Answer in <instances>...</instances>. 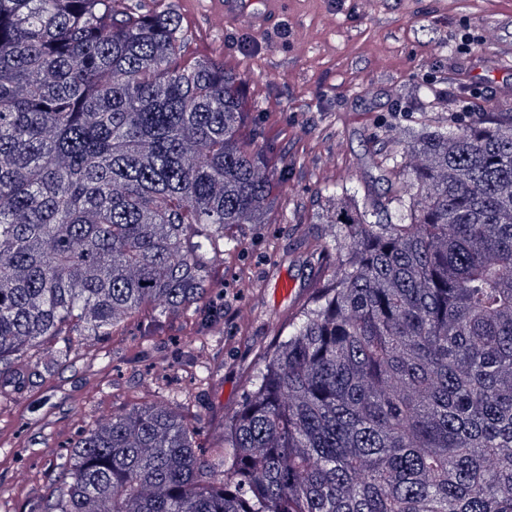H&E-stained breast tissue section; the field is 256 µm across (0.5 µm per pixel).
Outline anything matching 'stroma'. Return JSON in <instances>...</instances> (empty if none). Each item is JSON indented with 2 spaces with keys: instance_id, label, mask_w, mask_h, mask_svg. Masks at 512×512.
I'll list each match as a JSON object with an SVG mask.
<instances>
[{
  "instance_id": "obj_1",
  "label": "stroma",
  "mask_w": 512,
  "mask_h": 512,
  "mask_svg": "<svg viewBox=\"0 0 512 512\" xmlns=\"http://www.w3.org/2000/svg\"><path fill=\"white\" fill-rule=\"evenodd\" d=\"M220 2L143 0L181 16L185 58H219L240 78L250 112L243 137L288 172L268 222L244 229L216 267L224 334L202 352L210 374L198 379L187 361L194 324L158 327L142 313L1 398L0 512H46L78 432L152 400L154 366L181 375L194 394L187 418L214 444L278 327L324 280L316 217L329 195L344 186L361 200L381 195L396 130L433 116L441 101L456 112H512V69L500 71L497 57L512 48V0H277L263 31L225 17Z\"/></svg>"
}]
</instances>
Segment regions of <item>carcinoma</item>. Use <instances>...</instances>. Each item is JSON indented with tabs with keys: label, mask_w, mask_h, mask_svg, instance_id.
I'll list each match as a JSON object with an SVG mask.
<instances>
[{
	"label": "carcinoma",
	"mask_w": 512,
	"mask_h": 512,
	"mask_svg": "<svg viewBox=\"0 0 512 512\" xmlns=\"http://www.w3.org/2000/svg\"><path fill=\"white\" fill-rule=\"evenodd\" d=\"M120 2L0 0V395L145 310L221 332L215 262L287 180L180 15ZM397 136L222 439L175 400L102 415L47 512H512V112Z\"/></svg>",
	"instance_id": "cac0c4a2"
}]
</instances>
